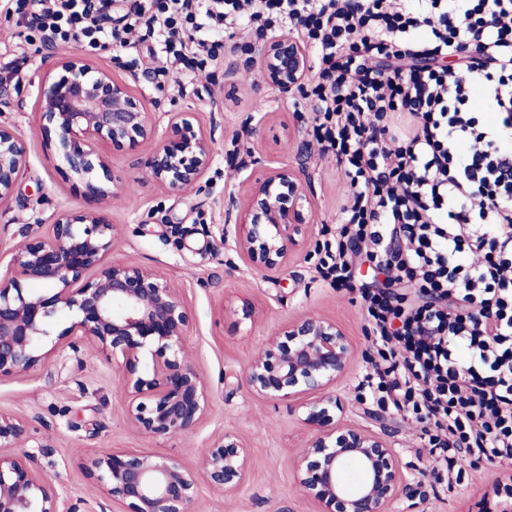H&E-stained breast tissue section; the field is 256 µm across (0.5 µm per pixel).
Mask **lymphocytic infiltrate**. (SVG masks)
Here are the masks:
<instances>
[{
  "label": "lymphocytic infiltrate",
  "instance_id": "f902f5d3",
  "mask_svg": "<svg viewBox=\"0 0 512 512\" xmlns=\"http://www.w3.org/2000/svg\"><path fill=\"white\" fill-rule=\"evenodd\" d=\"M6 2L41 45L147 55L181 92L237 32L285 23L307 39L313 134L346 177L318 271L352 287L354 244L388 274L360 289L373 355L359 390L423 423L437 484L459 482L462 460L512 461V0Z\"/></svg>",
  "mask_w": 512,
  "mask_h": 512
}]
</instances>
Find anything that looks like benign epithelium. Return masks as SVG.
I'll return each instance as SVG.
<instances>
[{"label":"benign epithelium","mask_w":512,"mask_h":512,"mask_svg":"<svg viewBox=\"0 0 512 512\" xmlns=\"http://www.w3.org/2000/svg\"><path fill=\"white\" fill-rule=\"evenodd\" d=\"M260 79L286 98L302 91L310 56L294 35H274L252 51ZM41 131L68 176L81 183L93 207L61 213L47 233L19 243L0 274V379L29 374L55 353H77L89 344L121 372L126 418L149 438L195 431L210 411V389L186 355L194 315L180 290L156 271L109 261L117 236L106 210L112 177L105 146L136 150L156 144L143 167L159 188L179 193L198 184L213 160V141L190 112H154L157 101L133 91L129 80L91 65L72 50L56 62L37 98ZM29 164L27 149L0 113V210L8 208ZM308 185L295 171L278 168L254 183L236 217L234 250L253 271L275 272L300 251L314 223ZM40 283L45 288H27ZM71 317L58 332L53 319ZM354 355L336 322L303 315L268 336L244 373L259 397L319 398L306 405L314 434L294 461L296 480L317 512H388L406 490L393 448L380 435L340 424L344 401L336 384ZM25 420L0 413V512H91L86 500L67 502L53 481L33 467V448H44ZM251 469L248 448L226 432L188 470L151 451H112L86 464L96 504L119 502L124 512H196L206 484L236 493ZM496 507L512 512V475L487 491Z\"/></svg>","instance_id":"7a95c632"}]
</instances>
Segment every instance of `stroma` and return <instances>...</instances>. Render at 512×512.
I'll use <instances>...</instances> for the list:
<instances>
[{"mask_svg": "<svg viewBox=\"0 0 512 512\" xmlns=\"http://www.w3.org/2000/svg\"><path fill=\"white\" fill-rule=\"evenodd\" d=\"M16 32L14 15L0 11V54L28 59L19 78L5 84L12 100L8 119L29 154V166L8 209L0 214V260L5 262L18 242L46 233L58 214L90 206L82 185L66 175L47 148L34 108L44 70L57 51L17 44ZM242 43L239 37L225 42L223 60L197 74L185 93L147 77L136 86L162 99L165 110L194 113L197 124L210 133L214 158L200 186L177 194L156 187L138 167L151 143L134 151H107L114 180L108 217L120 230L112 257L157 271L180 289L192 308L194 325L185 346L210 386L209 416L191 434L153 440L138 433L127 423L121 374L88 345L76 353L59 352L26 377L0 381V411L26 420L44 439V447L35 451V465L73 501L94 497L83 474L89 457L147 449L193 469L215 437L232 432L251 451L249 480L233 494L201 486L197 512H315L293 468L312 437L304 407L253 396L237 378L266 336L297 316H320L336 321L355 350L336 387L346 401L343 423L382 435L402 464L409 494L391 512H479L486 489L512 471V463L483 465L478 478L466 476L453 489L442 488L421 472L420 461L429 452L421 425L358 400L356 386L370 369L358 287L383 283L385 277L361 257L354 267V289L336 290L321 281L314 250L322 228L336 226L343 173L313 140L307 102L299 96L281 97L262 83L258 64L246 63ZM282 167L306 178L316 217L305 233L301 256L263 276L241 261L224 234L232 230L254 181ZM246 300L255 307V322H238L233 313Z\"/></svg>", "mask_w": 512, "mask_h": 512, "instance_id": "35a3bbf8", "label": "stroma"}]
</instances>
